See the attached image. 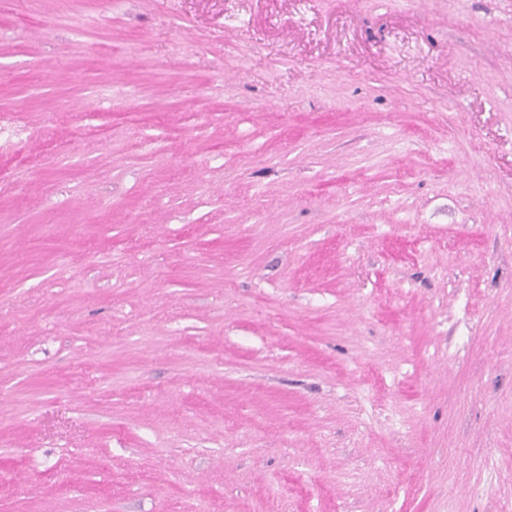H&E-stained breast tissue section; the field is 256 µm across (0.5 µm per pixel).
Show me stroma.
Masks as SVG:
<instances>
[{
  "label": "stroma",
  "mask_w": 512,
  "mask_h": 512,
  "mask_svg": "<svg viewBox=\"0 0 512 512\" xmlns=\"http://www.w3.org/2000/svg\"><path fill=\"white\" fill-rule=\"evenodd\" d=\"M0 512H512V0H0Z\"/></svg>",
  "instance_id": "obj_1"
}]
</instances>
